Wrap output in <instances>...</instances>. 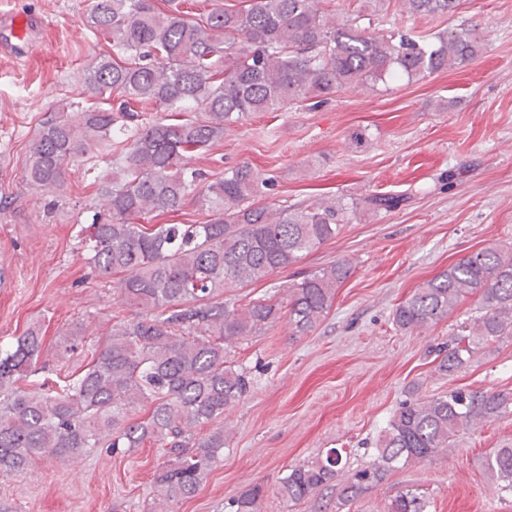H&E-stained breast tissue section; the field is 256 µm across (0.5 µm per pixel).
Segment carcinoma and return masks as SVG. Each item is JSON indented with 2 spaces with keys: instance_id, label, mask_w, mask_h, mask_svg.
<instances>
[{
  "instance_id": "obj_1",
  "label": "carcinoma",
  "mask_w": 512,
  "mask_h": 512,
  "mask_svg": "<svg viewBox=\"0 0 512 512\" xmlns=\"http://www.w3.org/2000/svg\"><path fill=\"white\" fill-rule=\"evenodd\" d=\"M215 5L189 19L157 0H92L89 25L111 43L85 84L92 97L120 99L117 108L61 102L44 119L29 156L26 182L59 189L71 162L112 155L102 192L106 212L92 215L85 261L102 277L120 274V301L149 309L117 321L98 356L71 378L23 387L35 374L43 337L32 328L0 350V476L18 475L37 455L64 459L90 448L133 452L147 440L169 446L172 458L155 476L157 512L193 496L224 452V411L248 393L250 378L229 361L228 343L281 318L283 305L256 298L224 302V289L245 286L297 263L336 237L345 214L377 213L398 198L372 192L360 202L290 207L256 197L272 178L241 165L207 182L188 160L253 112H274L312 98L322 101L359 86L403 76L428 77L475 59L476 30L462 26L421 34L372 29L384 0H361L355 16L329 20L320 0H244ZM412 15L447 16L459 0H401ZM194 111L169 122L157 112ZM192 199L208 212L203 224H147ZM352 274L342 260L291 286L293 334L315 330L336 291ZM480 314L459 325L458 338L438 351L436 369L452 376L474 350L512 336V248L467 254L424 282L393 312L402 330L418 331L448 317L469 294ZM150 407L148 418L131 419ZM512 417V391L461 388L403 401L377 440V456L341 474L335 448L281 479L280 497L296 505L322 489L343 506L382 482L398 465L447 453L474 425ZM211 427L203 437L197 429ZM486 470L512 490V448H495ZM264 489L246 487L227 512H258ZM416 489L398 493L388 512H426Z\"/></svg>"
}]
</instances>
